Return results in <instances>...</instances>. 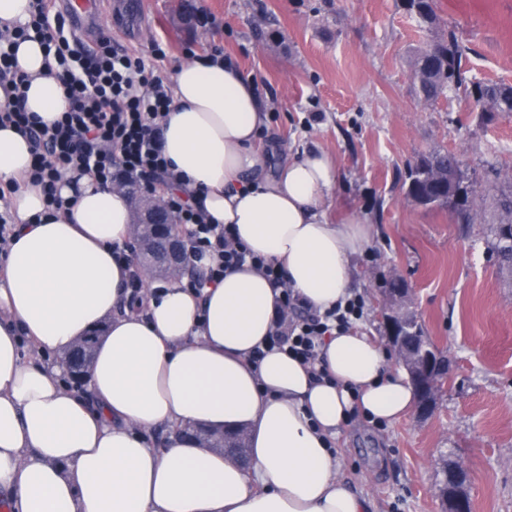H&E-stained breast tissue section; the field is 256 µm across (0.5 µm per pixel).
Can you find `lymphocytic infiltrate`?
<instances>
[{
    "mask_svg": "<svg viewBox=\"0 0 512 512\" xmlns=\"http://www.w3.org/2000/svg\"><path fill=\"white\" fill-rule=\"evenodd\" d=\"M33 8L30 22L15 29L13 40L0 39V88L9 99L7 107L0 110V124H12L28 139L33 155L28 178L41 187L48 206L57 211L66 208L58 184L69 172L90 176L102 186L125 181L166 191L167 202L185 227L188 260H212L205 282H216L227 269L248 263L281 285L284 274L278 266L245 248L231 247V227L206 223L187 199L171 191L174 174L163 153L160 122L170 110L173 91L156 66L165 55L160 44H153L149 53L133 54L114 48L103 38L95 51L81 52L63 17L54 13L53 0H34ZM33 36L52 54L56 76L69 102L68 110L50 124L27 112L28 77L17 71L12 50L14 39ZM301 306L299 298L283 288L281 314L274 321L269 344L312 367L324 337L361 319L365 303L363 298L353 297L313 317L285 320L284 311Z\"/></svg>",
    "mask_w": 512,
    "mask_h": 512,
    "instance_id": "1",
    "label": "lymphocytic infiltrate"
}]
</instances>
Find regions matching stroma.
<instances>
[{"label":"stroma","instance_id":"35a3bbf8","mask_svg":"<svg viewBox=\"0 0 512 512\" xmlns=\"http://www.w3.org/2000/svg\"><path fill=\"white\" fill-rule=\"evenodd\" d=\"M130 2L105 5L99 32L114 45L138 54L161 43L167 77L218 46L255 83L268 110L259 144L269 171L296 151L336 161L334 209L375 229L356 261L363 325L385 336L383 290L401 275L407 308L451 362L429 417L341 435L342 478L368 512H441V463L459 459L472 512H512V283L487 246L505 192L496 174L512 168V112L487 119L466 101L473 83L512 84V0H436L441 29L468 54L461 86L428 106L410 59L432 36L404 0H142L137 12ZM204 15L215 26H201ZM434 151L463 160L483 222L406 197L409 167Z\"/></svg>","mask_w":512,"mask_h":512}]
</instances>
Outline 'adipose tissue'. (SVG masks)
<instances>
[{
    "label": "adipose tissue",
    "instance_id": "ef3b65f1",
    "mask_svg": "<svg viewBox=\"0 0 512 512\" xmlns=\"http://www.w3.org/2000/svg\"><path fill=\"white\" fill-rule=\"evenodd\" d=\"M17 62L30 77L27 111L54 121L67 101L39 41L20 42ZM173 91L163 152L192 205L281 266L311 310L352 297L373 227L329 217L330 155L306 151L267 173L266 108L222 58L181 64ZM31 160L28 140L0 126V207L18 226L0 262V512H367L332 444L359 419L410 416L415 390L385 343L358 325L326 337L321 381L278 349L253 361L280 292L249 265L199 292L187 276L169 278L130 312L134 268L118 257L131 234L127 195L66 176L70 205L50 211L27 179ZM98 328L79 392L63 382L62 359ZM192 425L245 432L248 465L183 441L179 428ZM162 426L167 441L151 446Z\"/></svg>",
    "mask_w": 512,
    "mask_h": 512
}]
</instances>
